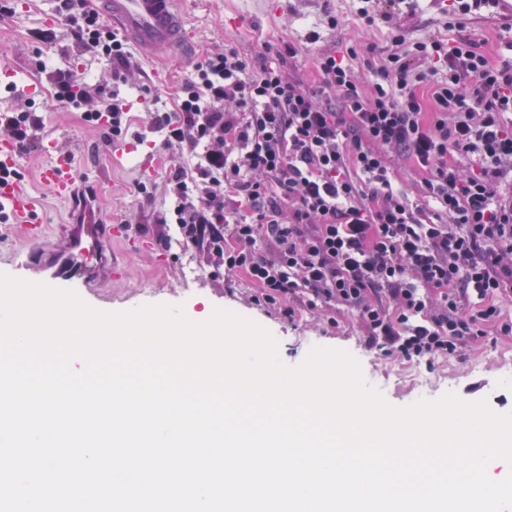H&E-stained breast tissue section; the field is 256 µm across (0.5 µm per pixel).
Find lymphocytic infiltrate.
<instances>
[{"instance_id": "f902f5d3", "label": "lymphocytic infiltrate", "mask_w": 512, "mask_h": 512, "mask_svg": "<svg viewBox=\"0 0 512 512\" xmlns=\"http://www.w3.org/2000/svg\"><path fill=\"white\" fill-rule=\"evenodd\" d=\"M469 0H452V41L406 42L368 87L346 55L321 53L312 90L286 70L285 45L270 60L228 45L197 63L174 109L145 104L160 149L190 155L170 168L184 246L203 252L225 279L253 287L252 304L293 316L355 311L369 346L404 360L460 356L487 336H511L512 65H497L467 31ZM73 41L107 58L126 79L118 30L78 0H58ZM56 100L84 107L108 143L123 142L128 105L53 75ZM37 112L0 113V131L22 152L40 151ZM420 176L428 207L396 186L398 164Z\"/></svg>"}]
</instances>
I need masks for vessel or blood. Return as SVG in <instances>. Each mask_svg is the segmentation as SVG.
Returning a JSON list of instances; mask_svg holds the SVG:
<instances>
[{"label": "vessel or blood", "instance_id": "1", "mask_svg": "<svg viewBox=\"0 0 512 512\" xmlns=\"http://www.w3.org/2000/svg\"><path fill=\"white\" fill-rule=\"evenodd\" d=\"M106 22L117 27L137 48L166 58L184 49L182 0H98ZM49 152L55 159L45 166L41 179L62 199L75 201L78 174L62 156L57 141H49ZM0 222L15 225L25 235H32L38 220L36 207L27 187L12 181L0 187ZM111 223L97 211H86L81 224L69 235L67 251L56 255L49 266L52 278L86 284L93 277L85 258L97 248L105 235L111 234Z\"/></svg>", "mask_w": 512, "mask_h": 512}]
</instances>
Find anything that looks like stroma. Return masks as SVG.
Masks as SVG:
<instances>
[{"instance_id": "obj_1", "label": "stroma", "mask_w": 512, "mask_h": 512, "mask_svg": "<svg viewBox=\"0 0 512 512\" xmlns=\"http://www.w3.org/2000/svg\"><path fill=\"white\" fill-rule=\"evenodd\" d=\"M8 5V13L0 12V57L16 69L17 75L11 78L0 71V109L42 112L41 137L57 138L85 186L95 191L94 206L100 215L126 224L127 235L134 241L130 247L120 241L105 243L107 258L120 263L126 275L115 280L107 271H100L86 303L107 312L179 304L195 322L208 319L214 309L225 308L247 315L269 330L286 365H299L315 346L350 352L359 360L365 379L392 406L405 407L422 398L436 399L452 392L463 401L485 399L496 412H512V386L499 380L512 364V336L499 337L494 343L481 339L466 347L458 358H438L429 364L400 361L368 348L364 331L353 315L337 313L334 327L302 307L287 318L279 310L251 305L246 282L231 286L212 276L202 254L177 245L175 226L156 221L170 205L164 176L173 163L171 155L153 153V171L143 174L136 157L121 147L107 145L101 129L88 126L80 111L53 97L52 72L70 68L77 79L94 85L109 81V62L72 45L67 26L55 17L56 0H8ZM182 8L195 45L192 61H183L175 54L166 62L156 63L133 54L129 57L130 81L113 85L114 92L130 107L128 140L157 142L159 136L143 108L145 97L157 98L161 105L173 108L193 75L195 62L228 45L255 56L293 44L297 54L288 59L286 70L315 89L319 86L315 58L320 52H342L356 46L359 56L352 66L360 78L368 79L372 76L369 63H380L391 49L390 27L400 29L410 41L449 37L446 14L430 0H396L390 9L391 21L372 28L357 21L354 0H290L284 8L279 0H183ZM331 16L339 18L338 27L328 26ZM467 27L475 41L484 42L493 60L512 63V28H506L496 8L482 6L471 14ZM48 28L56 34L54 42L34 38L35 30ZM49 161V156L38 151L20 156L17 163L49 239L27 241L13 225L0 223V273L40 280L39 272L19 266L20 256L30 254L48 260L53 252L68 247L67 236L78 211L54 199L41 182L39 172ZM142 180L155 185L151 200H143L136 191L137 182Z\"/></svg>"}]
</instances>
